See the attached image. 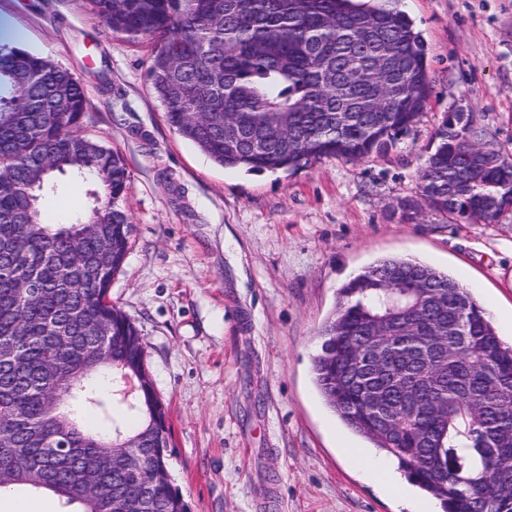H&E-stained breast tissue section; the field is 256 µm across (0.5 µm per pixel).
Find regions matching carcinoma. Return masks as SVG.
I'll use <instances>...</instances> for the list:
<instances>
[{"mask_svg": "<svg viewBox=\"0 0 512 512\" xmlns=\"http://www.w3.org/2000/svg\"><path fill=\"white\" fill-rule=\"evenodd\" d=\"M399 0H87L112 31L156 40L148 76L166 121L216 164L294 173L325 157L359 161L413 126L431 88L424 40ZM389 61L393 95L368 110L371 70ZM0 487L51 493L80 512H191L169 474L164 406L145 368L135 323L109 290L133 224L120 206L123 158L77 132L80 81L20 47H0ZM66 94L69 112L47 106ZM39 112L21 108L32 97ZM474 120L444 128L416 195L400 204L415 222L426 208L457 224H492L512 212V156L468 154ZM87 184V205L59 213L45 200L56 174ZM420 307L418 325L451 321L450 361L432 402L446 410L393 418L382 429L371 404L403 380L350 358L366 337ZM312 375L326 406L397 463L443 512H512V344L469 289L445 272L382 258L342 286L318 332ZM143 381L122 394L125 379Z\"/></svg>", "mask_w": 512, "mask_h": 512, "instance_id": "carcinoma-1", "label": "carcinoma"}]
</instances>
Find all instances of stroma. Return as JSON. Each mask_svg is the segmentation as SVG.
Returning a JSON list of instances; mask_svg holds the SVG:
<instances>
[{
  "label": "stroma",
  "instance_id": "stroma-1",
  "mask_svg": "<svg viewBox=\"0 0 512 512\" xmlns=\"http://www.w3.org/2000/svg\"><path fill=\"white\" fill-rule=\"evenodd\" d=\"M421 32L431 97L386 152L328 157L294 174L227 169L166 122L150 37L112 32L85 0H0L25 49L67 68L87 97L80 127L124 159L134 226L110 298L146 343L168 408L171 474L192 512H413L343 448H363L313 383L317 334L339 290L399 256L494 304L512 336V214L401 222L446 115H476L482 145L512 154V0H399Z\"/></svg>",
  "mask_w": 512,
  "mask_h": 512
}]
</instances>
